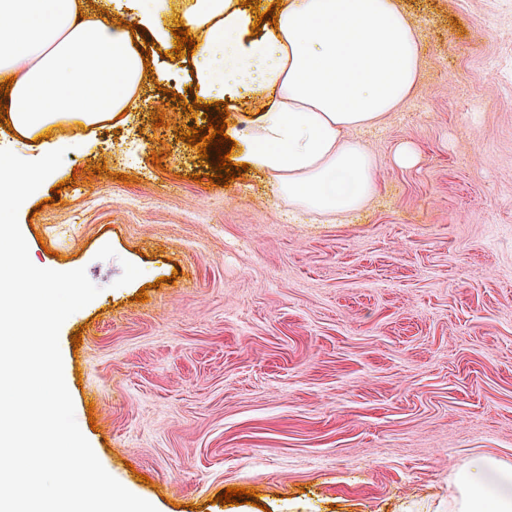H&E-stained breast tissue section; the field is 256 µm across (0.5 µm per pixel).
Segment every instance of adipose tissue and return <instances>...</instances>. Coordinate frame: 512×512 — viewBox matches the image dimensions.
I'll return each instance as SVG.
<instances>
[{
  "label": "adipose tissue",
  "instance_id": "ef3b65f1",
  "mask_svg": "<svg viewBox=\"0 0 512 512\" xmlns=\"http://www.w3.org/2000/svg\"><path fill=\"white\" fill-rule=\"evenodd\" d=\"M124 0L88 11L84 0H0V82L12 78L7 123L36 152L27 167L0 155V239L15 237L10 218L52 172L60 144L45 139L56 125L91 133L136 109L144 72L145 37L167 42L169 24L199 34L192 80L200 97L246 96L259 101L243 133L241 162L264 172L297 209L329 221L364 208L377 188V160L354 136L381 125L414 91L423 38L400 0H282L278 20L251 35V14L235 0H140L133 27L112 14ZM18 255L0 256V304L58 317L59 275L31 269L35 287L14 280ZM49 335L28 329L24 342L0 318V390L18 370L32 380L20 419L0 401V452L38 451L25 469L0 470V512H154L142 499L112 491L89 465L91 450L77 435L42 432L58 421L55 391L66 374L48 350ZM76 464L77 482L58 484L59 452ZM454 512H512V465L482 454L455 476Z\"/></svg>",
  "mask_w": 512,
  "mask_h": 512
}]
</instances>
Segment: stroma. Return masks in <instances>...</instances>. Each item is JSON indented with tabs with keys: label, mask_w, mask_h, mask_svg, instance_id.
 <instances>
[{
	"label": "stroma",
	"mask_w": 512,
	"mask_h": 512,
	"mask_svg": "<svg viewBox=\"0 0 512 512\" xmlns=\"http://www.w3.org/2000/svg\"><path fill=\"white\" fill-rule=\"evenodd\" d=\"M402 5L421 80L357 131L378 188L344 222L258 171L210 183L179 137L208 124L193 59L150 40L129 119L51 130L68 147L14 221L22 265L85 293L50 331L64 421L155 512H453L471 457L512 465V0Z\"/></svg>",
	"instance_id": "obj_1"
}]
</instances>
